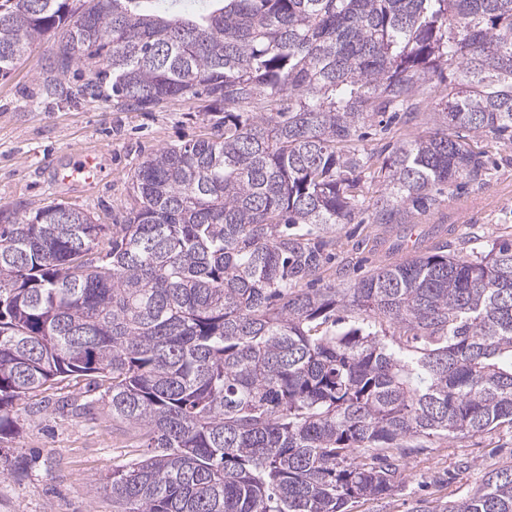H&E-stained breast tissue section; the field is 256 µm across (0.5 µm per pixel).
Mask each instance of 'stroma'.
Returning a JSON list of instances; mask_svg holds the SVG:
<instances>
[{"instance_id":"35a3bbf8","label":"stroma","mask_w":512,"mask_h":512,"mask_svg":"<svg viewBox=\"0 0 512 512\" xmlns=\"http://www.w3.org/2000/svg\"><path fill=\"white\" fill-rule=\"evenodd\" d=\"M51 40L35 45L8 78H0V206L35 208L56 200L87 210L97 223L116 224L134 200L130 177L140 155L174 147L207 133L204 101L178 99L150 112L113 106L110 85L99 96L66 99V88L90 74L50 68ZM54 82L62 91L46 95ZM489 176L446 193L438 209L405 225L408 242L446 243L468 254L512 238V141L483 138ZM95 161L89 183L58 180L82 156ZM381 224H341L332 232L336 257L317 275L319 284L347 286L393 260ZM80 391L59 384L19 403L12 438L0 444V512H113L103 490L106 474L142 455L137 434L104 413L76 417L58 407ZM512 462V432L424 441L401 461L404 479L391 495L354 503L351 512H442L448 501L473 491L488 471Z\"/></svg>"}]
</instances>
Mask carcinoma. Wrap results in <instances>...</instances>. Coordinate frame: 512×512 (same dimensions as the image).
<instances>
[{
	"mask_svg": "<svg viewBox=\"0 0 512 512\" xmlns=\"http://www.w3.org/2000/svg\"><path fill=\"white\" fill-rule=\"evenodd\" d=\"M141 2L0 0L1 78L50 35L54 69L93 75L70 98L108 82L120 108L197 98L211 121L136 164L105 246L70 205L0 208V442L18 402L82 380L62 407L148 448L107 476L115 512H350L398 487L404 443L512 430V239L297 287L318 231L484 180L465 137L512 140V0ZM433 93V128L379 162L365 124ZM446 512H512V465ZM207 0H153L143 3V6L151 11L163 15L201 13L210 9Z\"/></svg>",
	"mask_w": 512,
	"mask_h": 512,
	"instance_id": "1",
	"label": "carcinoma"
}]
</instances>
